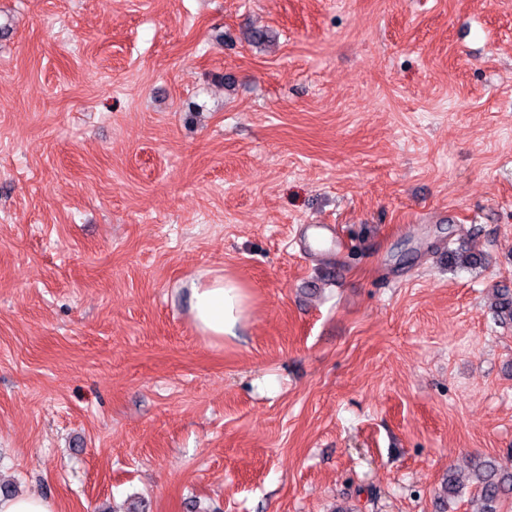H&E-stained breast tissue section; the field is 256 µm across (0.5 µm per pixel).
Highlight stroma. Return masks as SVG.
I'll return each mask as SVG.
<instances>
[{"label":"stroma","mask_w":512,"mask_h":512,"mask_svg":"<svg viewBox=\"0 0 512 512\" xmlns=\"http://www.w3.org/2000/svg\"><path fill=\"white\" fill-rule=\"evenodd\" d=\"M308 224L347 249L304 252ZM248 289L204 339L188 286ZM512 0H0V476L57 512H436L512 454Z\"/></svg>","instance_id":"stroma-1"}]
</instances>
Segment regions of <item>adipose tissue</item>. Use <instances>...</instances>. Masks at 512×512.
<instances>
[{
    "label": "adipose tissue",
    "mask_w": 512,
    "mask_h": 512,
    "mask_svg": "<svg viewBox=\"0 0 512 512\" xmlns=\"http://www.w3.org/2000/svg\"><path fill=\"white\" fill-rule=\"evenodd\" d=\"M248 300L245 286L230 275L193 280L190 313L197 331L213 341L235 336L247 318Z\"/></svg>",
    "instance_id": "adipose-tissue-1"
}]
</instances>
